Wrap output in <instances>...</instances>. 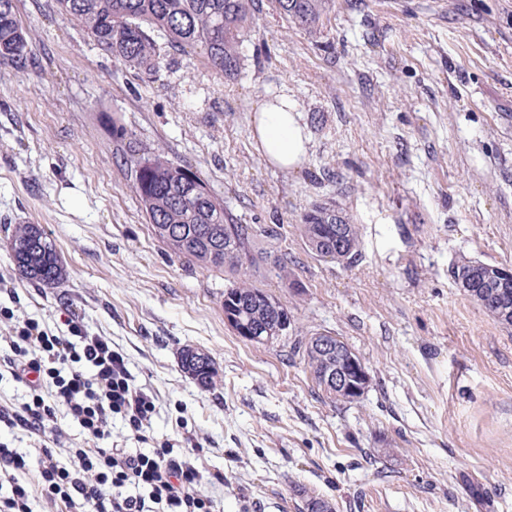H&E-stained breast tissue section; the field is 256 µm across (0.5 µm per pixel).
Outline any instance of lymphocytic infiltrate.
Returning a JSON list of instances; mask_svg holds the SVG:
<instances>
[{"label":"lymphocytic infiltrate","instance_id":"f902f5d3","mask_svg":"<svg viewBox=\"0 0 512 512\" xmlns=\"http://www.w3.org/2000/svg\"><path fill=\"white\" fill-rule=\"evenodd\" d=\"M9 324L1 338L0 379L23 383V402L0 403V429L35 435L39 446L28 454L0 442V512H32L41 496L47 512H212L199 486L200 443L174 448L164 442L146 452L102 447L111 436L113 419L123 420L136 439L146 440L156 411V395L137 382L122 350L91 332L82 318L68 315L63 335L49 333L33 319H16L0 309ZM64 409L88 436L91 445L71 449L62 464L56 448L63 435L57 409ZM37 483L19 481L29 466Z\"/></svg>","mask_w":512,"mask_h":512}]
</instances>
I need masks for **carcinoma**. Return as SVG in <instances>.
Segmentation results:
<instances>
[{"instance_id":"obj_1","label":"carcinoma","mask_w":512,"mask_h":512,"mask_svg":"<svg viewBox=\"0 0 512 512\" xmlns=\"http://www.w3.org/2000/svg\"><path fill=\"white\" fill-rule=\"evenodd\" d=\"M329 0H271L273 8L302 29L317 28ZM255 0H55L65 19L84 31L96 45L124 65L152 71L159 58L158 40L185 52L200 46L205 63L227 77L238 72L240 48L253 22ZM31 56L27 34L15 14V0H0V67L20 73ZM120 157L132 189L155 236L179 258L201 268L239 271L252 262L253 228L233 223L205 181L188 167L169 160L160 147L144 145L124 128H113ZM300 233L306 247L321 258L350 262L358 253L359 233L343 211L316 205L302 218ZM10 258L26 280L52 287L66 270L53 242L37 224H16L8 238ZM461 288L500 323L512 325V278L501 267L464 261L453 269ZM231 306L253 329L278 318L270 297L257 286L242 282L224 292ZM328 346H319L320 340ZM302 355L315 383L339 403L356 402L352 386L325 385V377L341 375L358 355L340 339L317 334L300 342ZM183 370L203 389L215 384L217 371L204 352L186 348L180 354Z\"/></svg>"}]
</instances>
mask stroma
Wrapping results in <instances>:
<instances>
[{
  "label": "stroma",
  "mask_w": 512,
  "mask_h": 512,
  "mask_svg": "<svg viewBox=\"0 0 512 512\" xmlns=\"http://www.w3.org/2000/svg\"><path fill=\"white\" fill-rule=\"evenodd\" d=\"M258 7L224 78L167 46L154 74L124 66L53 0H16L32 53L26 72L0 68V275L13 283L0 308L55 334L72 312L122 348L158 396L151 435L198 438L203 473H223L200 486L213 512H306L310 496L334 512H512V327L452 277L465 260L512 266V0H332L311 32ZM281 93L309 141L290 170L251 136L257 104ZM116 125L256 229L249 272L287 310L281 336H237L224 320L237 276L155 237ZM318 203L357 225L351 263L301 238ZM22 221L54 243L57 285L15 271L5 245ZM316 333L366 364L358 402L318 389L295 348ZM187 346L214 360L212 388L183 371Z\"/></svg>",
  "instance_id": "obj_1"
}]
</instances>
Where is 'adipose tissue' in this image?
Instances as JSON below:
<instances>
[{
  "instance_id": "ef3b65f1",
  "label": "adipose tissue",
  "mask_w": 512,
  "mask_h": 512,
  "mask_svg": "<svg viewBox=\"0 0 512 512\" xmlns=\"http://www.w3.org/2000/svg\"><path fill=\"white\" fill-rule=\"evenodd\" d=\"M251 135L257 151L280 169L298 167L308 151L302 114L285 94L259 103Z\"/></svg>"
}]
</instances>
